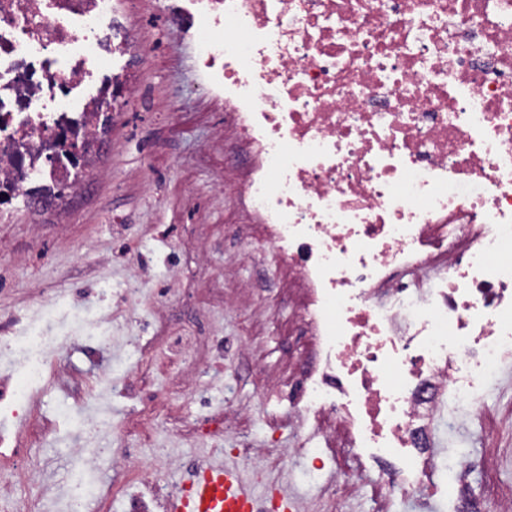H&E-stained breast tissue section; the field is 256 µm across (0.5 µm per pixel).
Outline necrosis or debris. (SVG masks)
Here are the masks:
<instances>
[{"label": "necrosis or debris", "mask_w": 512, "mask_h": 512, "mask_svg": "<svg viewBox=\"0 0 512 512\" xmlns=\"http://www.w3.org/2000/svg\"><path fill=\"white\" fill-rule=\"evenodd\" d=\"M204 86L259 164L233 184L295 274L317 365L293 391L325 446L397 456L381 512L431 487L433 421L512 361V0H172ZM128 0H0V211L65 212L146 100ZM224 39H215L216 31ZM0 415L46 385L41 328Z\"/></svg>", "instance_id": "1"}]
</instances>
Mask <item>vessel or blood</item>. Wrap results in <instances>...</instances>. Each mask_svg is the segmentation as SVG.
<instances>
[{"instance_id":"obj_1","label":"vessel or blood","mask_w":512,"mask_h":512,"mask_svg":"<svg viewBox=\"0 0 512 512\" xmlns=\"http://www.w3.org/2000/svg\"><path fill=\"white\" fill-rule=\"evenodd\" d=\"M256 497L237 468L199 467L182 502L183 512H254Z\"/></svg>"}]
</instances>
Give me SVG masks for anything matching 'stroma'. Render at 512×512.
Here are the masks:
<instances>
[{
    "label": "stroma",
    "mask_w": 512,
    "mask_h": 512,
    "mask_svg": "<svg viewBox=\"0 0 512 512\" xmlns=\"http://www.w3.org/2000/svg\"><path fill=\"white\" fill-rule=\"evenodd\" d=\"M139 37L158 46L140 74L150 109L113 125L108 174L72 199L65 223L33 224L20 209L0 216V314H22L27 328L38 302L69 303L51 319L61 374L19 440L29 460L0 465V481L25 493L31 467L60 492L100 487L112 460L138 448L162 496L190 465L212 461L236 467L273 512L282 489L306 512H377L376 464L367 462L356 491L346 492L332 480L355 466L346 449L324 454L314 470L288 423V392L314 354L298 331L302 291L289 286L287 265L265 248L240 197L221 188L250 158L225 138L216 99L193 91L194 45L166 28L143 27ZM142 267L151 286L125 303ZM103 283L112 286V349L95 360L67 322L99 305ZM481 401L487 423L461 429L447 412L435 424L440 493L396 499L395 512H498L512 494V363ZM223 407L240 418L220 441L209 418ZM248 448L255 456H245ZM463 464L468 488L448 494L455 477L447 468Z\"/></svg>",
    "instance_id": "1"
}]
</instances>
